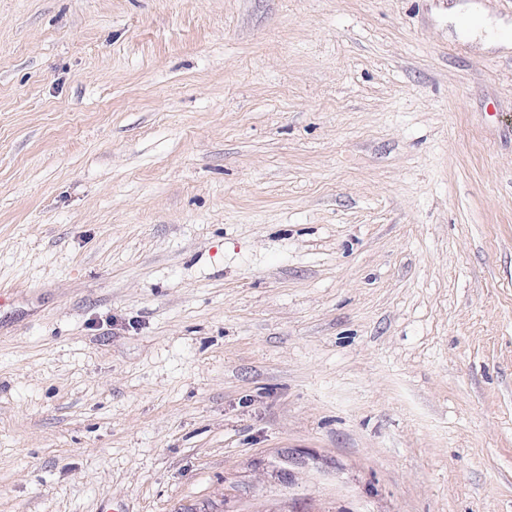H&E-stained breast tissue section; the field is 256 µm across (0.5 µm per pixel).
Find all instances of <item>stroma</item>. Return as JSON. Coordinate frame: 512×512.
Returning <instances> with one entry per match:
<instances>
[{
    "label": "stroma",
    "instance_id": "obj_1",
    "mask_svg": "<svg viewBox=\"0 0 512 512\" xmlns=\"http://www.w3.org/2000/svg\"><path fill=\"white\" fill-rule=\"evenodd\" d=\"M460 2L0 0V512H512Z\"/></svg>",
    "mask_w": 512,
    "mask_h": 512
}]
</instances>
